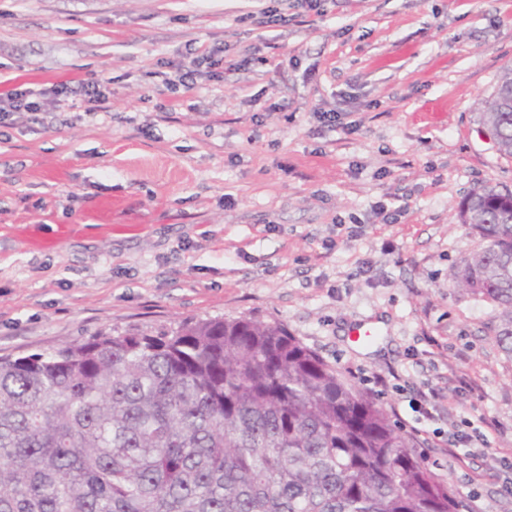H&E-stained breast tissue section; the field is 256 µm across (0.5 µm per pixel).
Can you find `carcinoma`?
Masks as SVG:
<instances>
[{
	"mask_svg": "<svg viewBox=\"0 0 512 512\" xmlns=\"http://www.w3.org/2000/svg\"><path fill=\"white\" fill-rule=\"evenodd\" d=\"M482 123L512 158V67ZM448 281L512 358V192L460 204ZM412 439L278 323L100 333L0 358V512H460Z\"/></svg>",
	"mask_w": 512,
	"mask_h": 512,
	"instance_id": "1",
	"label": "carcinoma"
}]
</instances>
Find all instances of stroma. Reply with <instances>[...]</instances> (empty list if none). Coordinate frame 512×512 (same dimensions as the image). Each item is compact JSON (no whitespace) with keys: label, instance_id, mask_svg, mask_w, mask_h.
<instances>
[{"label":"stroma","instance_id":"35a3bbf8","mask_svg":"<svg viewBox=\"0 0 512 512\" xmlns=\"http://www.w3.org/2000/svg\"><path fill=\"white\" fill-rule=\"evenodd\" d=\"M203 43L224 69L163 87ZM511 66L512 0H0V94L72 89L0 127V356L276 321L382 403L465 512H512L498 469L448 444L468 424L512 462L495 310L448 282L477 246L460 202L512 191L480 115Z\"/></svg>","mask_w":512,"mask_h":512}]
</instances>
